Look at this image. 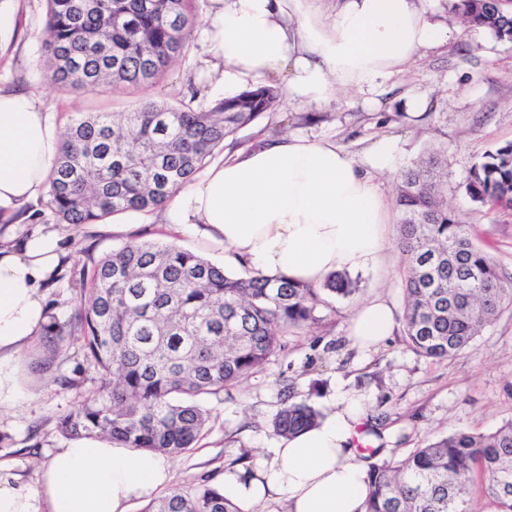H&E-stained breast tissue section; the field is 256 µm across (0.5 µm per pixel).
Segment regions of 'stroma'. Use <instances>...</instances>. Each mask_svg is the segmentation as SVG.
Instances as JSON below:
<instances>
[{"instance_id": "stroma-1", "label": "stroma", "mask_w": 512, "mask_h": 512, "mask_svg": "<svg viewBox=\"0 0 512 512\" xmlns=\"http://www.w3.org/2000/svg\"><path fill=\"white\" fill-rule=\"evenodd\" d=\"M425 5L432 20L452 27L445 45L422 49L373 95L349 90L326 105L282 97L274 112L229 138L215 155L219 163L260 140L285 134L331 140L357 156L385 135L398 137L401 145L393 173L378 178L389 205L381 261L353 273L354 296L330 299L317 311L318 324L289 332L284 349L262 369L206 400L209 419L201 440L170 458L172 487L216 484L224 472L247 470L271 458L279 438L270 420L281 407L280 391L287 383L297 398L324 413L343 407L349 397H363L370 419L377 422L378 463L398 462L457 429L486 434L512 420V307L500 312L472 348L449 359L418 356L401 331L371 350L360 348L350 334L351 315L364 302L380 297L395 309L404 307L396 185L402 170L429 153L440 152L447 160L449 208L472 226L475 241L503 272L512 275V214L479 206L466 191L469 171L483 153L512 141V42L477 28H458L452 0H426ZM203 31L202 22L194 27L185 57L153 85L64 90L44 77L46 0H0V88L35 95L61 129L78 112H127L144 99L188 102L192 84L219 99L223 90L209 86L205 76ZM416 100L426 104L418 114L411 111ZM309 112L317 114V121H304ZM25 211L21 224L1 220L0 236L21 242L38 230L57 238L61 271L45 290L53 321L68 320L79 307L81 270L125 245L166 241L214 264L224 262L223 248L175 232L157 212L123 219L116 231L108 219L79 226L57 223L44 194L27 203ZM46 355L45 337L35 338L20 360L26 396L0 410V466L30 487L56 449L68 444L56 429L58 419L77 409L91 386L80 336L68 337L49 372H35Z\"/></svg>"}]
</instances>
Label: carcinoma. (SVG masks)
Here are the masks:
<instances>
[{
	"instance_id": "carcinoma-1",
	"label": "carcinoma",
	"mask_w": 512,
	"mask_h": 512,
	"mask_svg": "<svg viewBox=\"0 0 512 512\" xmlns=\"http://www.w3.org/2000/svg\"><path fill=\"white\" fill-rule=\"evenodd\" d=\"M46 79L65 88L114 90L156 83L180 58L198 23L194 0H46ZM512 0H458L465 21L512 41ZM281 92L260 83L192 107L146 100L130 112L78 113L47 176L59 224H90L163 209L224 141L275 109ZM445 159L431 154L397 186L404 331L412 350L448 359L471 348L501 309L512 277L474 242L444 199ZM479 205L512 210V142L483 155L467 177ZM356 291L345 274L313 288L285 277L235 275L168 242L126 245L94 265L74 316L84 357L99 375L76 410L59 419L66 438L106 436L137 450L178 455L208 421L207 398L262 368L290 329L318 322L325 295ZM56 356L69 332L48 328ZM320 413L288 390L271 421L287 436ZM480 478L496 512H512V420L488 434L455 431L391 465L370 466L365 512H472ZM145 512H240L216 485L174 489Z\"/></svg>"
}]
</instances>
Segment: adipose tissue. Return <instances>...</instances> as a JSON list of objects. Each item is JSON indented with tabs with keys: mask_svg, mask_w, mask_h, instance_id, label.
Listing matches in <instances>:
<instances>
[{
	"mask_svg": "<svg viewBox=\"0 0 512 512\" xmlns=\"http://www.w3.org/2000/svg\"><path fill=\"white\" fill-rule=\"evenodd\" d=\"M214 2L206 41L223 66L219 81L228 97L282 75L289 97L326 103L346 88H377L421 49L442 46L451 35L428 19L423 0H344L324 19L309 14L307 0ZM60 138L36 98L0 90L1 212L13 215L43 191ZM399 151L392 136L372 142L360 159L326 139L264 140L179 189L163 220L223 247L227 265L317 288L331 273L380 262L388 205L374 176L392 172ZM59 262L49 235L0 246L1 407L24 395L19 359L49 324L41 288ZM396 326L392 307L375 298L357 308L351 333L371 348ZM367 420L357 399L281 438L250 475H224L225 497L245 512L269 501L285 502L287 512H364L369 466L358 446L373 440ZM171 481L164 454L84 438L57 450L37 490L0 476V512H129Z\"/></svg>",
	"mask_w": 512,
	"mask_h": 512,
	"instance_id": "obj_1",
	"label": "adipose tissue"
}]
</instances>
